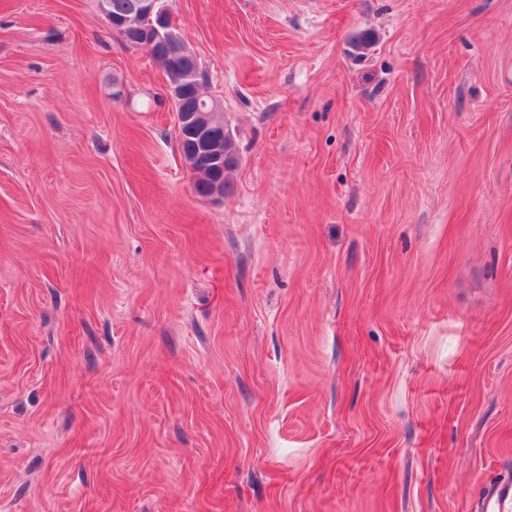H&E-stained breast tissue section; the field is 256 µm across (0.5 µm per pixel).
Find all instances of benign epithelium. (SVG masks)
<instances>
[{"instance_id": "obj_1", "label": "benign epithelium", "mask_w": 512, "mask_h": 512, "mask_svg": "<svg viewBox=\"0 0 512 512\" xmlns=\"http://www.w3.org/2000/svg\"><path fill=\"white\" fill-rule=\"evenodd\" d=\"M101 13L108 19L113 34L124 43L135 42L139 48L151 49L158 43L166 46L171 56L189 53L181 30L173 23L169 8L164 0H137L136 8L149 20L150 31L135 34L130 18L114 16L111 13V0H98ZM211 78L202 67L186 72H172L165 89L171 103L175 104L187 96L199 98L194 112L175 115L176 126L185 129L188 138V151H180L185 166H190L196 155L207 156L220 176L213 177L212 183L203 198L215 202L224 201L222 173H224V101L209 91Z\"/></svg>"}]
</instances>
